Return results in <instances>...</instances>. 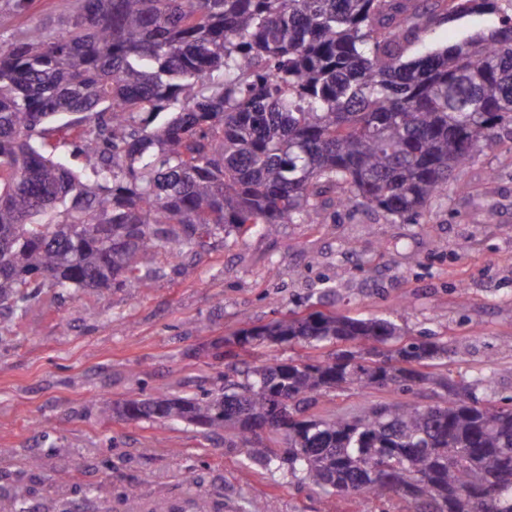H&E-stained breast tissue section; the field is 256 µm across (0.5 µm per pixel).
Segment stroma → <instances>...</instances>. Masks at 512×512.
I'll return each mask as SVG.
<instances>
[{
	"instance_id": "stroma-1",
	"label": "stroma",
	"mask_w": 512,
	"mask_h": 512,
	"mask_svg": "<svg viewBox=\"0 0 512 512\" xmlns=\"http://www.w3.org/2000/svg\"><path fill=\"white\" fill-rule=\"evenodd\" d=\"M77 0H0V48L28 30L64 28ZM497 16L438 19L415 53L496 25ZM131 280L81 298L40 295L0 331V492L27 489L29 512H161L193 474L204 512H407L396 494L324 498L245 447L184 423L104 420L102 401L218 393L231 367L272 359H329L336 344L238 345L245 328L315 311L384 318L403 339L447 337L440 370L491 377L486 395L512 405V126L497 147L460 168L413 220L345 207L327 194L311 224L276 234L218 235L205 250L147 260ZM431 385L410 392H323L306 415H354L378 403L437 405ZM136 497H128L129 489Z\"/></svg>"
}]
</instances>
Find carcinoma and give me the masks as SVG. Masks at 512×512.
I'll use <instances>...</instances> for the list:
<instances>
[{
  "label": "carcinoma",
  "mask_w": 512,
  "mask_h": 512,
  "mask_svg": "<svg viewBox=\"0 0 512 512\" xmlns=\"http://www.w3.org/2000/svg\"><path fill=\"white\" fill-rule=\"evenodd\" d=\"M419 0H79L64 31L0 50V324L46 290L73 297L150 276L140 259L196 252L222 232L313 224L340 204L418 214L512 124V16L404 60L435 19ZM498 0H451L448 17ZM79 144L76 172L54 160ZM395 324L336 313L243 330L262 345L386 343ZM448 341L390 354L275 359L224 391L105 401L100 414L224 432L327 497L393 492L409 512H512V410L435 372ZM432 383L436 406L316 419L331 389ZM282 435L275 452L257 429ZM25 491L0 512H26Z\"/></svg>",
  "instance_id": "carcinoma-1"
}]
</instances>
